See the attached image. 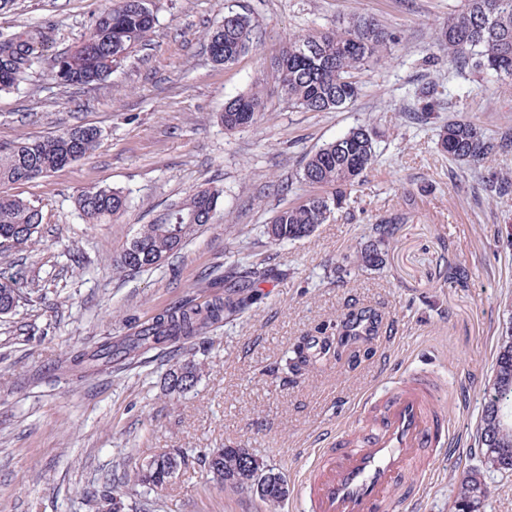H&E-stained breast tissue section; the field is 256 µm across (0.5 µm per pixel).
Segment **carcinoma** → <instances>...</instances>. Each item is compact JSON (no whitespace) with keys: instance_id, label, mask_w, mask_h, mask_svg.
Here are the masks:
<instances>
[{"instance_id":"1","label":"carcinoma","mask_w":512,"mask_h":512,"mask_svg":"<svg viewBox=\"0 0 512 512\" xmlns=\"http://www.w3.org/2000/svg\"><path fill=\"white\" fill-rule=\"evenodd\" d=\"M156 24L151 0H113L93 17L74 49L56 54L48 62L52 78L61 86L97 84L112 73L140 44ZM49 31L27 27L0 39V91L13 89L43 62ZM394 36L377 20L354 16L331 30H314L288 41L273 63L272 75L288 104L309 112L338 109L356 100L362 91L357 73L371 60L387 53ZM439 41L448 47V61L498 80H512V0H466L448 15ZM252 22L243 14L228 13L207 35V48L218 64H231L249 50ZM263 108L259 89L240 94L224 105L221 122L228 130L255 123ZM100 132L92 126H73L38 138H26L0 148V247L20 248L32 242L40 230L41 210L34 202L9 194L2 187L29 182L91 154ZM441 149L451 159L481 163L504 141L487 134L467 120L451 121L441 132ZM374 133L366 126L351 128L343 136L315 151L303 168V180L329 187V195H312L276 212L267 234L276 242L301 239L325 223L342 205L357 180L373 165ZM220 192L203 188L168 209L159 221L137 233L140 248L127 244L117 264L130 270H148L180 249L197 227L209 223ZM81 215L101 223L120 217L127 199L122 191L99 187L82 192L76 200ZM225 279L233 286L199 302L194 298L169 307L125 336L107 337L74 356L84 369L110 367L114 362L133 363L147 351L163 346L179 347L206 338L224 320L242 313L253 301L254 288L266 272L254 262L235 266ZM24 295L12 277H0V315L16 311ZM198 380L197 365L189 360L168 374L169 390L182 393ZM478 446L488 463L499 471H512V330L501 337L492 387L485 393L477 426ZM185 463L182 452H168L141 466L138 479L145 486L161 487ZM204 465L214 477L232 488L266 485L260 499L273 507L287 495L283 476L260 472L257 459L243 448H214ZM487 486L477 469L460 480L455 512H479ZM97 512H123L124 504L105 486L97 495Z\"/></svg>"}]
</instances>
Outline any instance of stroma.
Here are the masks:
<instances>
[{
	"mask_svg": "<svg viewBox=\"0 0 512 512\" xmlns=\"http://www.w3.org/2000/svg\"><path fill=\"white\" fill-rule=\"evenodd\" d=\"M107 4L12 0L0 11V38L43 26L56 54L76 45ZM463 4L155 0L149 40L101 83L62 88L42 64L0 91L2 148L73 125L100 131L89 158L8 188L34 201L42 222L35 244L0 250V273L29 291L0 317V512H94L92 498L107 483L131 512H298L314 448L381 381L386 353L404 371H446L439 407L456 446L419 480V512H455L457 482L470 468L484 473V512H512V473L488 467L476 442L498 341L512 323V194L488 187L492 175L512 180V82L449 64L438 37ZM229 12L250 17L253 47L224 66L205 35ZM356 15L376 17L396 36L388 55L360 71L361 95L327 112L289 107L271 75L288 39ZM260 80V118L225 130V102ZM426 88L437 107L424 123L414 114ZM460 119L509 138L508 147L476 165L450 160L439 135ZM359 125L373 129L376 158L343 208L307 238L269 239L276 211L317 192L302 178L308 157ZM99 186L123 191L127 207L91 224L76 198ZM206 187L220 192L216 211L182 249L149 270L118 266L141 225ZM385 221L394 233L380 241L372 227ZM371 244L380 264L357 266V250ZM247 258L274 275L209 342L175 356L155 349L97 374L56 372L104 337L210 296L209 282ZM186 360L200 378L187 393H170L166 377ZM224 446L249 449L261 468L281 473L287 496L270 507L253 490L213 481L202 459ZM177 448L186 463L169 483L138 484L144 460Z\"/></svg>",
	"mask_w": 512,
	"mask_h": 512,
	"instance_id": "obj_1",
	"label": "stroma"
}]
</instances>
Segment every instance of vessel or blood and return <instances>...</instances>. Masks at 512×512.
I'll use <instances>...</instances> for the list:
<instances>
[{
    "mask_svg": "<svg viewBox=\"0 0 512 512\" xmlns=\"http://www.w3.org/2000/svg\"><path fill=\"white\" fill-rule=\"evenodd\" d=\"M442 385L438 370L421 369L367 392L355 417L318 449L301 482L312 512H411L417 487L405 484L406 475H431L435 461L424 449L443 454L448 447V419L436 405Z\"/></svg>",
    "mask_w": 512,
    "mask_h": 512,
    "instance_id": "b4317fda",
    "label": "vessel or blood"
}]
</instances>
